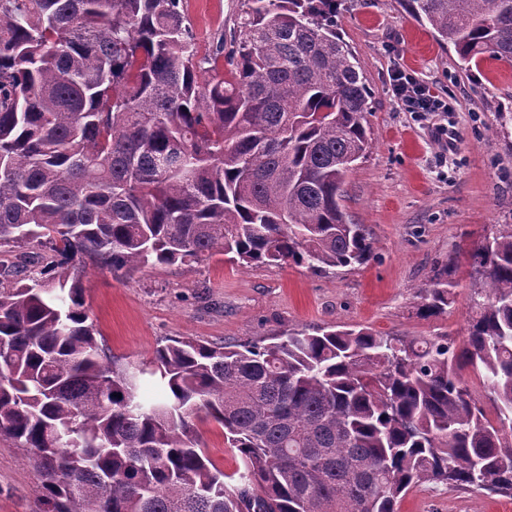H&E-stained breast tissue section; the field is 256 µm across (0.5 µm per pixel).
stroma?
<instances>
[{
    "label": "stroma",
    "mask_w": 512,
    "mask_h": 512,
    "mask_svg": "<svg viewBox=\"0 0 512 512\" xmlns=\"http://www.w3.org/2000/svg\"><path fill=\"white\" fill-rule=\"evenodd\" d=\"M243 0H183L199 54L230 33ZM336 25L372 93L368 153L348 173L343 205L372 233L363 266L315 274L296 265L229 263L214 256L192 268L148 266L112 274L83 260L85 306L119 363L149 359L158 342L188 336L211 343L260 341L292 329L366 327L403 338L462 340L471 315L470 254L493 225L512 222V64L485 57L460 69L453 48L408 17L397 0H344ZM447 96L448 112H401L392 95L396 68ZM448 128L438 139L436 125ZM457 257L454 302L447 313L421 314L435 268ZM225 473L241 461L223 429L195 421ZM40 479L25 449L0 437V512H42ZM399 512H512V499L449 491L425 483Z\"/></svg>",
    "instance_id": "35a3bbf8"
}]
</instances>
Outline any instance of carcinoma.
Wrapping results in <instances>:
<instances>
[{
  "instance_id": "carcinoma-1",
  "label": "carcinoma",
  "mask_w": 512,
  "mask_h": 512,
  "mask_svg": "<svg viewBox=\"0 0 512 512\" xmlns=\"http://www.w3.org/2000/svg\"><path fill=\"white\" fill-rule=\"evenodd\" d=\"M336 2L245 0L231 50L200 58L181 0H0V249L52 254L0 263V436L29 453L44 512H399L427 481L512 497V223L470 255L459 344L330 326L175 337L125 366L84 307L83 257L124 275L370 259L342 204L369 91ZM397 3L462 69L512 62V0ZM457 270L434 271L425 316L448 312ZM202 412L235 473L202 447ZM464 377L468 382L473 397L476 400H478L484 407L487 417L493 419L494 411L493 408L491 407V402L488 398L489 388L487 385H484L482 377L478 376L476 373H473L472 371H467L464 374ZM196 428L201 440L214 463L225 474H232L241 467V461L235 448H230L224 437V429L207 418L204 413L195 420Z\"/></svg>"
}]
</instances>
